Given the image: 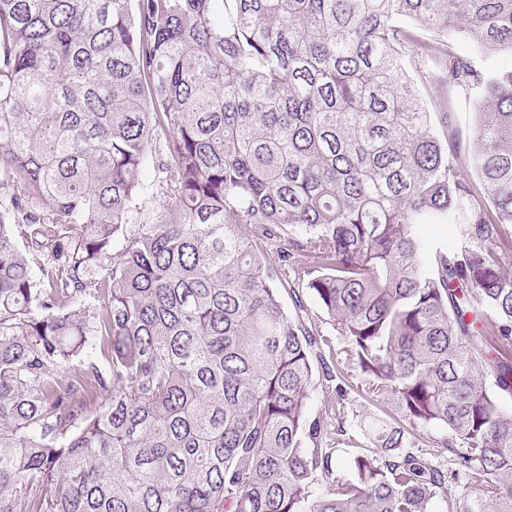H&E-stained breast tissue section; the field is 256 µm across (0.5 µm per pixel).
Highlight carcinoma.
<instances>
[{"label": "carcinoma", "mask_w": 512, "mask_h": 512, "mask_svg": "<svg viewBox=\"0 0 512 512\" xmlns=\"http://www.w3.org/2000/svg\"><path fill=\"white\" fill-rule=\"evenodd\" d=\"M495 54L512 0H0V512H512ZM350 389L382 412L358 440ZM411 74L415 75L414 77L417 79L418 84L423 88V91H425V97L429 106L432 108L431 112H448V108L444 109V107L441 106L440 109V107L437 106L440 99L448 97V91L437 82V78L434 74L430 75L425 71H423V73L414 71V73L411 72ZM418 237L425 248L438 246H452L459 238L456 224H421L418 228Z\"/></svg>", "instance_id": "obj_1"}]
</instances>
